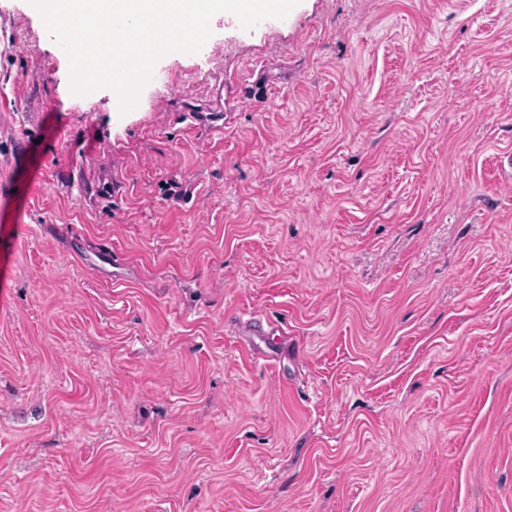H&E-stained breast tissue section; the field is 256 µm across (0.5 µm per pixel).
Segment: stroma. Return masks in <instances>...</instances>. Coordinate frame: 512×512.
Segmentation results:
<instances>
[{"label":"stroma","instance_id":"stroma-1","mask_svg":"<svg viewBox=\"0 0 512 512\" xmlns=\"http://www.w3.org/2000/svg\"><path fill=\"white\" fill-rule=\"evenodd\" d=\"M212 29L119 115L0 0V512H512V0ZM73 179L77 178L78 183L82 186L89 182L97 184L98 190L100 192V198L102 200H109L112 198V175H103L100 170L96 168H85V167H75L72 170Z\"/></svg>","mask_w":512,"mask_h":512}]
</instances>
